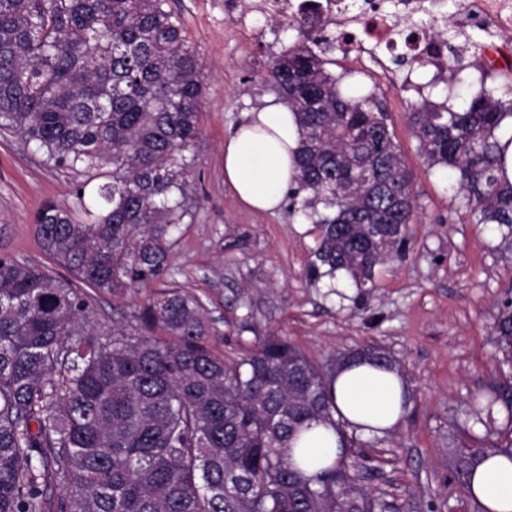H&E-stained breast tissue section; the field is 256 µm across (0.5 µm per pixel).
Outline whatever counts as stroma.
<instances>
[{
	"mask_svg": "<svg viewBox=\"0 0 512 512\" xmlns=\"http://www.w3.org/2000/svg\"><path fill=\"white\" fill-rule=\"evenodd\" d=\"M230 2L168 0L203 62L200 135L186 154L187 190L198 204L176 235L165 281L92 295L94 319L126 324L133 306L167 285L200 297L221 333L212 345L227 356L243 355L272 334L320 364L348 348L383 347L406 380L409 406L392 430L358 436L348 462L360 485L388 512H480L458 481L455 460L478 438L512 443V418L500 406L479 423L468 414L473 400L489 398L498 375L493 326L512 294V251L502 247L495 225L470 223L458 211L446 180L421 155L406 114L425 98L462 105L480 86L500 87L512 76L468 67L458 84L435 85L427 66L390 63L372 71L329 54L332 72H354L360 90L383 98L415 175L418 208L406 257L379 269L370 294L342 272L314 283L307 269L318 246L316 225L286 202L271 214L251 212L224 183V139L244 113L273 98L269 63L295 39L287 14L244 19ZM78 181L43 163L18 137L0 135V254L64 276L42 252L34 218L48 200L74 206Z\"/></svg>",
	"mask_w": 512,
	"mask_h": 512,
	"instance_id": "1",
	"label": "stroma"
}]
</instances>
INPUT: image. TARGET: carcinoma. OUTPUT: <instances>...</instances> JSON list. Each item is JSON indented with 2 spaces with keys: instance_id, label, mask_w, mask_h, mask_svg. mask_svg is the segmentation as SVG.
Instances as JSON below:
<instances>
[{
  "instance_id": "obj_1",
  "label": "carcinoma",
  "mask_w": 512,
  "mask_h": 512,
  "mask_svg": "<svg viewBox=\"0 0 512 512\" xmlns=\"http://www.w3.org/2000/svg\"><path fill=\"white\" fill-rule=\"evenodd\" d=\"M313 8L289 26L297 38L271 60L270 81L301 132L299 211L320 228L309 279L345 272L357 288L406 255L416 215L414 174L377 92L329 72L313 50ZM448 82L463 70L453 41ZM203 63L166 0H0V129L45 161L77 173L76 205L46 203L35 217L43 252L69 276L0 256V512H383L345 461L307 477L290 441L311 421L336 425L335 371L282 336L234 359L209 344L212 321L196 295L165 288L121 326L92 325L87 290L115 295L165 272L174 234L192 216L184 152L198 137ZM512 116V83L455 109L425 99L407 121L429 167L473 224L512 243V180L497 130ZM499 365L512 368V302L494 326ZM388 368L382 349L350 348ZM512 413V373L492 399ZM503 447L462 449L469 472ZM60 497L48 495L53 486Z\"/></svg>"
}]
</instances>
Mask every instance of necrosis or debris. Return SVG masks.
Wrapping results in <instances>:
<instances>
[{
	"instance_id": "necrosis-or-debris-1",
	"label": "necrosis or debris",
	"mask_w": 512,
	"mask_h": 512,
	"mask_svg": "<svg viewBox=\"0 0 512 512\" xmlns=\"http://www.w3.org/2000/svg\"><path fill=\"white\" fill-rule=\"evenodd\" d=\"M319 12L333 25V36L354 58L374 50L391 56L420 59L440 72L448 65V51L434 36L432 21L454 17L456 23H476L492 34L512 31V0H457L449 12L447 0H317Z\"/></svg>"
}]
</instances>
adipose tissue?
I'll return each instance as SVG.
<instances>
[{"label":"adipose tissue","instance_id":"obj_1","mask_svg":"<svg viewBox=\"0 0 512 512\" xmlns=\"http://www.w3.org/2000/svg\"><path fill=\"white\" fill-rule=\"evenodd\" d=\"M299 131L293 112L276 100L224 141V181L238 201L258 212L277 209L295 180ZM335 424L311 423L292 443L291 461L311 475L334 464L349 433L381 434L405 412V386L398 370L364 363L341 369L333 383ZM468 494L484 512H512V456L493 454L474 469Z\"/></svg>","mask_w":512,"mask_h":512}]
</instances>
